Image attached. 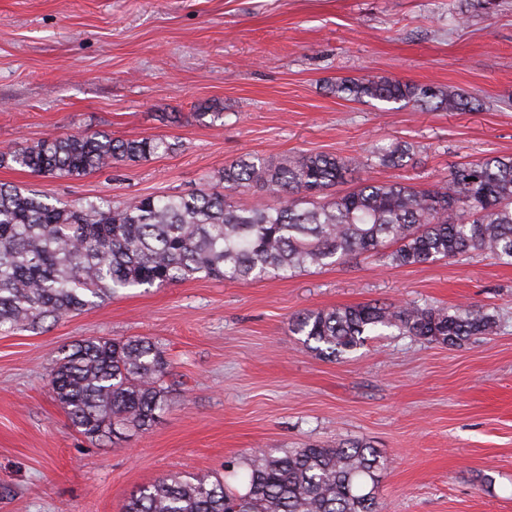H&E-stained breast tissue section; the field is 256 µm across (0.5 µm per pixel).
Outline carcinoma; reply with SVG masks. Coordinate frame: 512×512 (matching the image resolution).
<instances>
[{
  "label": "carcinoma",
  "mask_w": 512,
  "mask_h": 512,
  "mask_svg": "<svg viewBox=\"0 0 512 512\" xmlns=\"http://www.w3.org/2000/svg\"><path fill=\"white\" fill-rule=\"evenodd\" d=\"M334 93L404 107L470 104L461 93L388 77L342 79ZM173 148L164 138L77 133L1 151L0 166L79 178ZM412 150L409 143L394 144L379 149L376 159L403 167ZM361 166L353 156L314 154L276 164L253 156L225 166L221 186L139 196L119 206L88 201L76 210L1 184L0 329L34 330L129 288L163 287L198 274L221 281L281 277L389 246L384 258L396 267L473 251L512 265V156L461 164L440 185L362 179L350 191L328 193ZM251 187L274 202H231L230 193ZM495 324L494 316L473 306L446 312L429 303H366L304 312L292 330L319 356L337 360L383 329L456 346ZM169 367L161 348L145 337H95L58 359L49 384L82 434L118 439L149 429L169 410ZM387 466L379 449L359 440L334 448L264 449L243 456L223 480L163 477L139 488L125 512H381Z\"/></svg>",
  "instance_id": "cac0c4a2"
}]
</instances>
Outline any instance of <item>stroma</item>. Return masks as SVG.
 Listing matches in <instances>:
<instances>
[{
    "label": "stroma",
    "mask_w": 512,
    "mask_h": 512,
    "mask_svg": "<svg viewBox=\"0 0 512 512\" xmlns=\"http://www.w3.org/2000/svg\"><path fill=\"white\" fill-rule=\"evenodd\" d=\"M384 76L471 97L466 110L346 101ZM175 149L83 177L0 167V182L73 206L187 195L260 156L359 155L360 178L434 183L512 155V0H0V150L69 134ZM408 142L401 168L373 146ZM471 305L491 334L455 347L390 329L339 360L300 313L386 302ZM145 336L171 363L172 406L102 445L49 377L90 337ZM363 440L388 459L385 512H512V266L473 253L395 267L378 255L283 278L136 288L43 328L0 331V512H122L171 475H222L258 449Z\"/></svg>",
    "instance_id": "stroma-1"
}]
</instances>
